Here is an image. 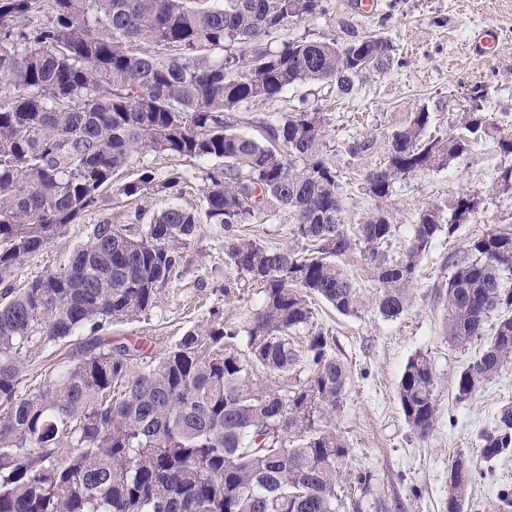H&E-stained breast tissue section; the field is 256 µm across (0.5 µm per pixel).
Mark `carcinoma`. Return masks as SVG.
<instances>
[{
	"label": "carcinoma",
	"instance_id": "cac0c4a2",
	"mask_svg": "<svg viewBox=\"0 0 512 512\" xmlns=\"http://www.w3.org/2000/svg\"><path fill=\"white\" fill-rule=\"evenodd\" d=\"M327 11V0H0V512H340L349 448L329 420L348 378L319 331L299 353L293 335L311 325L312 300L341 314L361 307L343 267L358 250L378 284L387 319L410 290L433 240L453 236L480 207L457 196L451 214L423 210L405 258L381 252L395 232L378 208L348 231L325 118L300 110L262 125L264 141L236 131L239 113L273 103L291 85L326 82L349 95L370 70L393 62L381 34L349 41L282 43L266 37ZM250 46L213 59L215 49ZM422 108L387 141V160L367 173L365 194L387 201L394 184L443 168L488 134L481 107L462 132L428 137ZM217 159L200 209L171 206L133 234L94 225L63 267L17 284L21 258L100 207L101 189L138 155ZM188 176L150 167L119 187L128 198L179 197ZM288 210L298 247L272 248L236 234L264 211ZM222 224L225 255L259 286L243 325L213 313L164 354L108 342L98 333L139 320L182 259L199 224ZM448 256L445 334L488 346L460 371L455 398L470 400L512 362V233L472 240ZM65 347L38 387L25 368L47 347ZM305 378H300V375ZM435 376L410 358L398 397L410 430H434ZM482 458L512 454V408L481 437ZM475 466L450 469L448 512H464Z\"/></svg>",
	"mask_w": 512,
	"mask_h": 512
}]
</instances>
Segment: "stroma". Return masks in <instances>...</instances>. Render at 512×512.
I'll return each mask as SVG.
<instances>
[{"mask_svg": "<svg viewBox=\"0 0 512 512\" xmlns=\"http://www.w3.org/2000/svg\"><path fill=\"white\" fill-rule=\"evenodd\" d=\"M484 31L498 32L499 38L480 51L472 38ZM371 32L384 33L391 40L404 61L402 67L367 73L350 96L333 86H291L277 102L252 106L238 125L240 133L253 136L270 116L303 109L324 112L328 154L342 185V219L352 227L375 206L364 191L363 178L367 171L383 166L390 134L425 107L432 116L428 135L448 136L470 108L474 89L483 92L482 109L491 122L488 136L448 167L397 182L387 202L396 233L384 252L397 261L405 255L422 210L447 208L465 193L482 201L478 213L454 235L436 238L420 264L410 309L395 319L378 312L372 303L376 285L357 252L344 264L364 296L362 309L344 315L321 301L313 307L312 330L329 337L349 371L332 414L349 449L344 474L351 491L343 512H447L449 464L460 451L477 461L466 512H512V456L482 459L480 442L482 434L493 428L499 410L512 404V364L471 400L457 401L456 376L487 341L481 338L459 347L443 333V294L453 273L449 254L463 252L472 238L486 231L512 232V198L502 195L496 185L499 168L512 163V157L497 146L500 134H512V0H374L367 9L357 7L356 0H329L327 14L288 25L267 43L273 49L298 37L343 43L349 34ZM363 138L374 140L371 151L360 156L347 153V143ZM139 162L161 177L172 169L188 171L183 195L145 198L134 205L117 187L105 188L99 209L64 226L43 251L22 258L18 277L27 280L58 269L88 241L93 225L102 219L128 223L138 206L150 212L171 204L199 208L204 176L215 166L210 159L187 163L153 151L141 154ZM291 227L290 215L282 210L261 216L242 234L282 248L292 243ZM224 241L222 225H198L155 308L140 320L112 326L113 340L142 341L160 354L179 336L209 321L212 311L221 312L226 321L244 323L260 294L230 264ZM418 353L426 354L433 364L438 407L435 429L424 440L405 423L398 399L404 368ZM362 476L367 479L363 485L358 482Z\"/></svg>", "mask_w": 512, "mask_h": 512, "instance_id": "35a3bbf8", "label": "stroma"}]
</instances>
